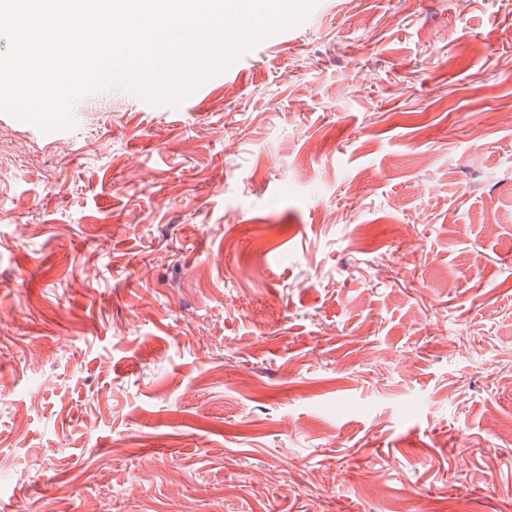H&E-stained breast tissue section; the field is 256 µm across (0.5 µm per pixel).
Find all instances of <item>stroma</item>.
Returning <instances> with one entry per match:
<instances>
[{
    "mask_svg": "<svg viewBox=\"0 0 512 512\" xmlns=\"http://www.w3.org/2000/svg\"><path fill=\"white\" fill-rule=\"evenodd\" d=\"M512 0H317L179 106L0 112V512H512Z\"/></svg>",
    "mask_w": 512,
    "mask_h": 512,
    "instance_id": "35a3bbf8",
    "label": "stroma"
}]
</instances>
